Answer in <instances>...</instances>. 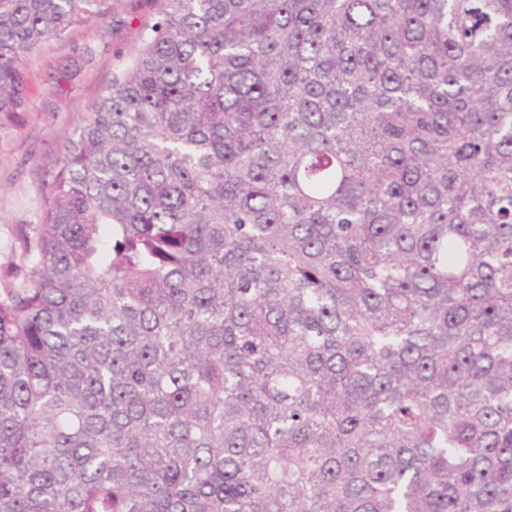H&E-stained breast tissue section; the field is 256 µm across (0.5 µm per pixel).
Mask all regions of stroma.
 <instances>
[{"mask_svg":"<svg viewBox=\"0 0 512 512\" xmlns=\"http://www.w3.org/2000/svg\"><path fill=\"white\" fill-rule=\"evenodd\" d=\"M165 0H111L108 12L47 41L18 68L21 102L0 112V291L30 276L24 239L38 223L44 170L149 37Z\"/></svg>","mask_w":512,"mask_h":512,"instance_id":"stroma-1","label":"stroma"}]
</instances>
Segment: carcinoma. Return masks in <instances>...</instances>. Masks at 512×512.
Here are the masks:
<instances>
[{"label": "carcinoma", "mask_w": 512, "mask_h": 512, "mask_svg": "<svg viewBox=\"0 0 512 512\" xmlns=\"http://www.w3.org/2000/svg\"><path fill=\"white\" fill-rule=\"evenodd\" d=\"M109 0H0V112ZM0 295V512H512V0H166Z\"/></svg>", "instance_id": "obj_1"}]
</instances>
